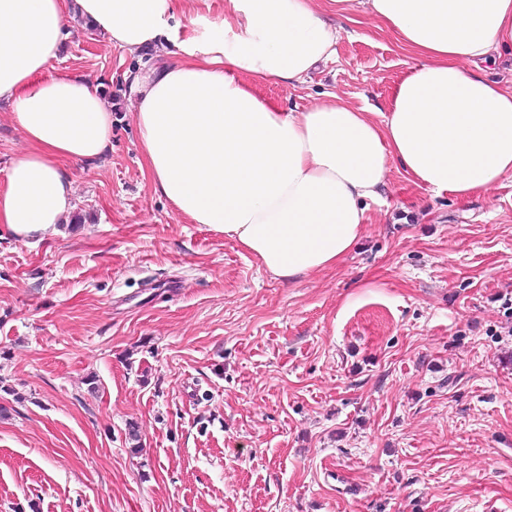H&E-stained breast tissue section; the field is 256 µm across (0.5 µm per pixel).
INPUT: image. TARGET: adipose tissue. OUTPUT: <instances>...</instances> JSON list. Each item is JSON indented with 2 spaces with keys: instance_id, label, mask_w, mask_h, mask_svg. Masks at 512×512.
<instances>
[{
  "instance_id": "1",
  "label": "adipose tissue",
  "mask_w": 512,
  "mask_h": 512,
  "mask_svg": "<svg viewBox=\"0 0 512 512\" xmlns=\"http://www.w3.org/2000/svg\"><path fill=\"white\" fill-rule=\"evenodd\" d=\"M326 2L382 23L414 57L379 117L334 92L300 112L259 93L335 60L340 29L317 0H224L221 23L189 35L176 0H0V101L29 144L0 185V224L55 235L74 197L61 160L94 161L112 141L98 86L55 67L73 11L127 51L168 46L173 62L128 92L153 187L280 281L346 257L390 162L461 199L512 179V90L467 69L512 54V0Z\"/></svg>"
}]
</instances>
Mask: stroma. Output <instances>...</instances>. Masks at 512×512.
Segmentation results:
<instances>
[{
    "label": "stroma",
    "instance_id": "stroma-1",
    "mask_svg": "<svg viewBox=\"0 0 512 512\" xmlns=\"http://www.w3.org/2000/svg\"><path fill=\"white\" fill-rule=\"evenodd\" d=\"M300 88L385 111L411 62L365 15ZM112 97L56 236L0 226V512H512V180L459 200L391 163L362 237L286 284L155 192L130 53L70 16ZM95 385H88V376Z\"/></svg>",
    "mask_w": 512,
    "mask_h": 512
}]
</instances>
